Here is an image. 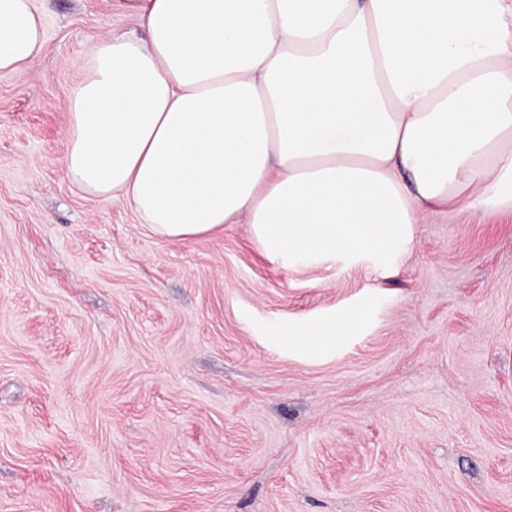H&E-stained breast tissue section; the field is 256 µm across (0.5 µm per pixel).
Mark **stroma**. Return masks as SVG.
Returning <instances> with one entry per match:
<instances>
[{"label": "stroma", "instance_id": "obj_1", "mask_svg": "<svg viewBox=\"0 0 512 512\" xmlns=\"http://www.w3.org/2000/svg\"><path fill=\"white\" fill-rule=\"evenodd\" d=\"M36 4L0 73V512H512V210L430 217L387 271L163 239L63 169L82 60L141 20ZM36 0H0V72L34 63L43 51L46 21ZM366 321L367 312L363 308L342 310L333 320L296 329L295 344L305 350L329 351L335 347L336 336H358L365 329Z\"/></svg>", "mask_w": 512, "mask_h": 512}]
</instances>
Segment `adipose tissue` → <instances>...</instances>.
<instances>
[{
    "label": "adipose tissue",
    "mask_w": 512,
    "mask_h": 512,
    "mask_svg": "<svg viewBox=\"0 0 512 512\" xmlns=\"http://www.w3.org/2000/svg\"><path fill=\"white\" fill-rule=\"evenodd\" d=\"M69 96L68 179L186 241L246 215L273 260L387 262L439 213L512 208V0H130ZM0 0V72L39 59ZM365 309L293 333L328 351Z\"/></svg>",
    "instance_id": "obj_1"
}]
</instances>
